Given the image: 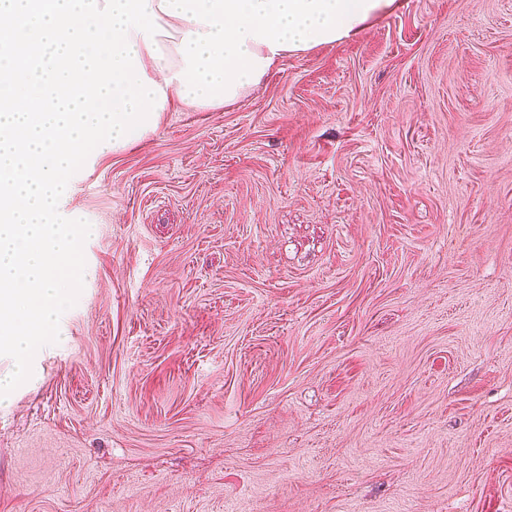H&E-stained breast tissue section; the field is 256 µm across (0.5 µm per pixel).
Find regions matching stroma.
Listing matches in <instances>:
<instances>
[{"mask_svg": "<svg viewBox=\"0 0 512 512\" xmlns=\"http://www.w3.org/2000/svg\"><path fill=\"white\" fill-rule=\"evenodd\" d=\"M66 211L0 512H512V0H398Z\"/></svg>", "mask_w": 512, "mask_h": 512, "instance_id": "35a3bbf8", "label": "stroma"}]
</instances>
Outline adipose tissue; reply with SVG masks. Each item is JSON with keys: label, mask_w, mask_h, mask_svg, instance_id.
Here are the masks:
<instances>
[{"label": "adipose tissue", "mask_w": 512, "mask_h": 512, "mask_svg": "<svg viewBox=\"0 0 512 512\" xmlns=\"http://www.w3.org/2000/svg\"><path fill=\"white\" fill-rule=\"evenodd\" d=\"M396 0H150L164 36L153 59L129 39L166 108L215 110L261 84L279 59L348 38L389 15Z\"/></svg>", "instance_id": "ef3b65f1"}]
</instances>
